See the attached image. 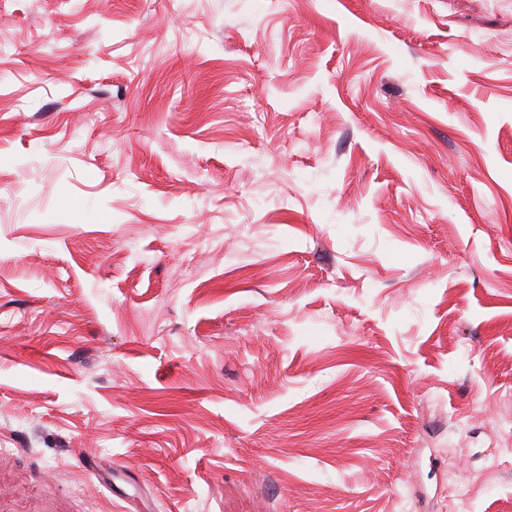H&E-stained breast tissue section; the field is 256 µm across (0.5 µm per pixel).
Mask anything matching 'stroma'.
Returning a JSON list of instances; mask_svg holds the SVG:
<instances>
[{"label": "stroma", "instance_id": "1", "mask_svg": "<svg viewBox=\"0 0 512 512\" xmlns=\"http://www.w3.org/2000/svg\"><path fill=\"white\" fill-rule=\"evenodd\" d=\"M0 512H512V0H0Z\"/></svg>", "mask_w": 512, "mask_h": 512}]
</instances>
